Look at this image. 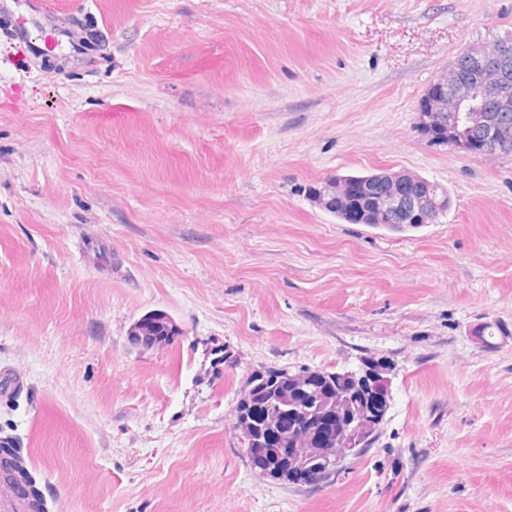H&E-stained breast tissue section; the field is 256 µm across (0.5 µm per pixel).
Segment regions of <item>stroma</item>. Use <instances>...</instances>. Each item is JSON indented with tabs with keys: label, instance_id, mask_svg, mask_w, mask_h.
<instances>
[{
	"label": "stroma",
	"instance_id": "stroma-1",
	"mask_svg": "<svg viewBox=\"0 0 512 512\" xmlns=\"http://www.w3.org/2000/svg\"><path fill=\"white\" fill-rule=\"evenodd\" d=\"M49 3L27 39L0 11V448L47 512H512V153L416 128L512 0ZM381 170L448 211L398 234L309 197ZM155 310L180 334L144 350ZM368 360L389 409L334 481L250 464L252 371Z\"/></svg>",
	"mask_w": 512,
	"mask_h": 512
}]
</instances>
